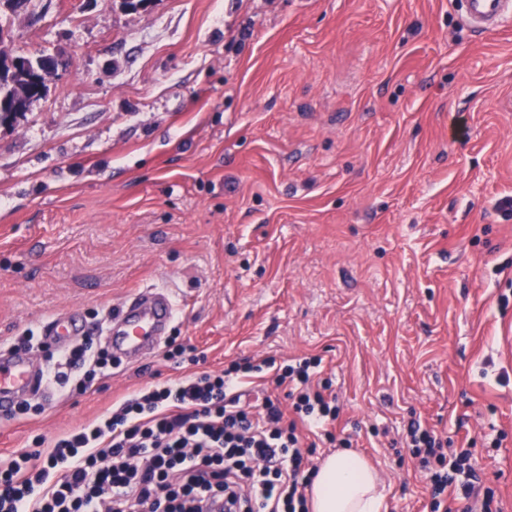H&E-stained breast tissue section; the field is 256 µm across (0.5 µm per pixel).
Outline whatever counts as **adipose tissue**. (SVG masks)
<instances>
[{
    "label": "adipose tissue",
    "mask_w": 512,
    "mask_h": 512,
    "mask_svg": "<svg viewBox=\"0 0 512 512\" xmlns=\"http://www.w3.org/2000/svg\"><path fill=\"white\" fill-rule=\"evenodd\" d=\"M377 474L362 456L345 450L321 460L307 491L311 512H381Z\"/></svg>",
    "instance_id": "obj_1"
}]
</instances>
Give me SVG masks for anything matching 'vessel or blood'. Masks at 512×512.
<instances>
[{
	"label": "vessel or blood",
	"mask_w": 512,
	"mask_h": 512,
	"mask_svg": "<svg viewBox=\"0 0 512 512\" xmlns=\"http://www.w3.org/2000/svg\"><path fill=\"white\" fill-rule=\"evenodd\" d=\"M468 23L478 30L499 26L505 16H512V0H459ZM176 308L163 289H145L134 293L119 318L106 333L115 360L145 359L157 350L175 319ZM87 327L78 313L65 312L45 324L47 341L55 348H65L72 339L86 335ZM46 373L29 352L0 354V415L10 413L22 399L45 393Z\"/></svg>",
	"instance_id": "b4317fda"
}]
</instances>
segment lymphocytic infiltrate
<instances>
[{"label": "lymphocytic infiltrate", "instance_id": "lymphocytic-infiltrate-1", "mask_svg": "<svg viewBox=\"0 0 512 512\" xmlns=\"http://www.w3.org/2000/svg\"><path fill=\"white\" fill-rule=\"evenodd\" d=\"M319 357L244 358L222 373L140 388L50 449L0 460V512H309L314 438L340 413ZM92 337L47 354V380L86 391L111 370ZM271 377L285 400L251 398ZM431 484V512H494L468 450L411 423L405 438Z\"/></svg>", "mask_w": 512, "mask_h": 512}]
</instances>
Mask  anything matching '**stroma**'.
I'll use <instances>...</instances> for the list:
<instances>
[{
    "label": "stroma",
    "instance_id": "obj_1",
    "mask_svg": "<svg viewBox=\"0 0 512 512\" xmlns=\"http://www.w3.org/2000/svg\"><path fill=\"white\" fill-rule=\"evenodd\" d=\"M10 52L59 54L0 125V344L171 291L162 352L0 417L33 450L132 390L237 358L317 356L382 512H430L419 421L512 512V19L456 0H0ZM468 23L478 30H489L499 26L508 14L512 16L511 0H459Z\"/></svg>",
    "mask_w": 512,
    "mask_h": 512
}]
</instances>
